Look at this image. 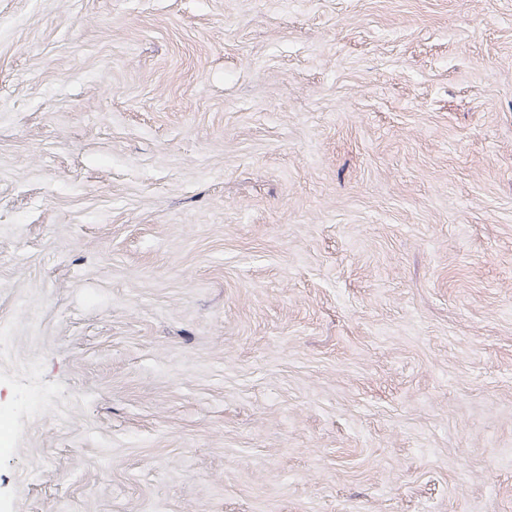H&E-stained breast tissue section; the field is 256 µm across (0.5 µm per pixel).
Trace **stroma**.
<instances>
[{"label": "stroma", "mask_w": 512, "mask_h": 512, "mask_svg": "<svg viewBox=\"0 0 512 512\" xmlns=\"http://www.w3.org/2000/svg\"><path fill=\"white\" fill-rule=\"evenodd\" d=\"M0 512H512V0H0Z\"/></svg>", "instance_id": "35a3bbf8"}]
</instances>
